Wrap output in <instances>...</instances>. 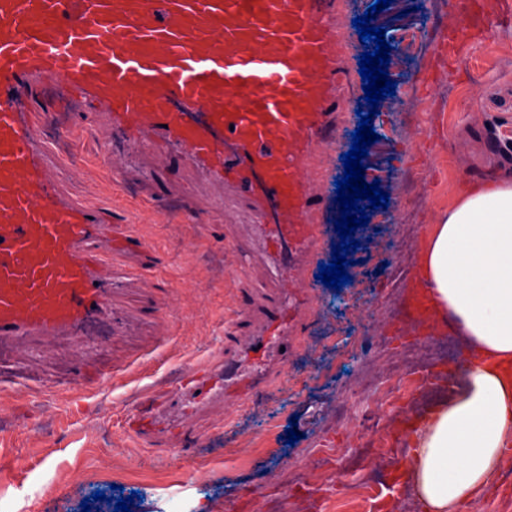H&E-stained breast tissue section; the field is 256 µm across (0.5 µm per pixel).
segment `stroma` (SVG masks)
<instances>
[{
  "mask_svg": "<svg viewBox=\"0 0 512 512\" xmlns=\"http://www.w3.org/2000/svg\"><path fill=\"white\" fill-rule=\"evenodd\" d=\"M448 2L392 0L373 19L391 47L409 42L387 67L395 93L377 106L366 101L360 75L366 46L358 39L347 45L350 118L342 148H351L358 111H373L378 139L361 160L364 180L390 194L388 207L367 210L368 225L354 232L359 247L349 254V283L335 289L317 278L340 242L339 207L329 201L318 263L304 272L312 306L277 388L258 391L247 410L199 418L169 442L127 432L132 397L177 379L179 365L212 356L237 314L238 289L264 287L263 267L245 276L232 257L234 242L250 233L248 199L230 191L226 204H218L199 169L174 157L158 163L117 134L103 143L91 106L71 102L59 88L43 90L39 129L47 138L63 132L69 148L61 160L83 171L68 191L84 205L109 210L113 223L137 217L130 230L149 250L113 258V301L125 322L94 324L88 356L76 357L64 337L0 348V512H85V500L86 512H115L116 500L132 492L138 498L131 512H263L271 488L280 494L281 512H291L302 493L291 471L315 469L322 448L353 442L336 410L357 414L346 390L365 367L381 363L369 336L394 346L447 343L452 354L433 372L464 378L456 359L470 352L461 336L415 314L406 320L386 314L416 303V245L437 213L428 196L450 198L462 182L512 176V0H495L488 13L494 32L488 52L469 38L448 51L441 47ZM109 151L128 161L121 176L102 164ZM409 180V196L393 195ZM290 427L299 436L292 445ZM408 451L404 439L384 449L379 472L368 478L326 473L312 492L311 512H421L395 481ZM198 465L210 474L203 486L191 479ZM458 512H512V447L483 494Z\"/></svg>",
  "mask_w": 512,
  "mask_h": 512,
  "instance_id": "1",
  "label": "stroma"
}]
</instances>
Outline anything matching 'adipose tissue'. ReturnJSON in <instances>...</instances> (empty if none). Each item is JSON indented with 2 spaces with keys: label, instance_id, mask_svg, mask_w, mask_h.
<instances>
[{
  "label": "adipose tissue",
  "instance_id": "ef3b65f1",
  "mask_svg": "<svg viewBox=\"0 0 512 512\" xmlns=\"http://www.w3.org/2000/svg\"><path fill=\"white\" fill-rule=\"evenodd\" d=\"M426 315L473 355L466 382L418 417L399 472L424 512H457L512 446V180L464 184L418 244Z\"/></svg>",
  "mask_w": 512,
  "mask_h": 512
}]
</instances>
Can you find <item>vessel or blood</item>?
<instances>
[{
  "label": "vessel or blood",
  "instance_id": "b4317fda",
  "mask_svg": "<svg viewBox=\"0 0 512 512\" xmlns=\"http://www.w3.org/2000/svg\"><path fill=\"white\" fill-rule=\"evenodd\" d=\"M334 10L335 0H0V346L81 340L113 314V252L146 246L65 190L71 170L21 100L55 84L94 104L101 137L176 150L244 193L269 259L272 288L243 301L223 358L143 393L128 428L168 437L223 401L246 406L290 344L288 253H311L321 237L313 215L329 189L308 161L312 144L341 146Z\"/></svg>",
  "mask_w": 512,
  "mask_h": 512
}]
</instances>
